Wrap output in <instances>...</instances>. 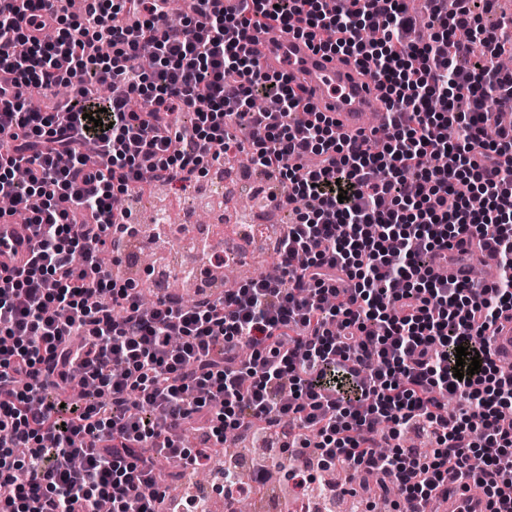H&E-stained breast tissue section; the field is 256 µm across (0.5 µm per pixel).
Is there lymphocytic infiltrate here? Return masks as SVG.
<instances>
[{
	"label": "lymphocytic infiltrate",
	"instance_id": "obj_1",
	"mask_svg": "<svg viewBox=\"0 0 512 512\" xmlns=\"http://www.w3.org/2000/svg\"><path fill=\"white\" fill-rule=\"evenodd\" d=\"M210 2L174 25L167 0H85L67 28L68 0H0V196L35 238L27 268H0L7 512H159L160 459L190 471L253 428L298 485L368 472L397 512H425L455 480L512 512V370L486 335L512 311V125L486 105L512 94L506 24H483L488 0H427L422 41L403 0ZM269 27L380 85L382 151L263 69L249 35ZM241 152L283 188L280 276L141 307L98 262L138 235L123 197ZM466 240L494 253L492 283L432 276ZM460 346L480 360L461 378ZM197 424L205 447H183Z\"/></svg>",
	"mask_w": 512,
	"mask_h": 512
}]
</instances>
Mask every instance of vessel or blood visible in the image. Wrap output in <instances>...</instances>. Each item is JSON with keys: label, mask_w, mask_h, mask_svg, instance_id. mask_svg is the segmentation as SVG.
<instances>
[{"label": "vessel or blood", "mask_w": 512, "mask_h": 512, "mask_svg": "<svg viewBox=\"0 0 512 512\" xmlns=\"http://www.w3.org/2000/svg\"><path fill=\"white\" fill-rule=\"evenodd\" d=\"M260 61L270 71L288 72L303 84L318 111L331 116L340 133L353 135L363 130V118L375 112L378 132H385L389 114L383 108V93L363 75L353 61L327 55L316 48L315 40L296 37L277 29L253 35ZM34 238L27 225L0 223V265L23 267L31 256ZM490 343L498 360L512 363V314L502 316L489 332ZM433 512H487L481 497L457 494L436 501Z\"/></svg>", "instance_id": "vessel-or-blood-1"}]
</instances>
